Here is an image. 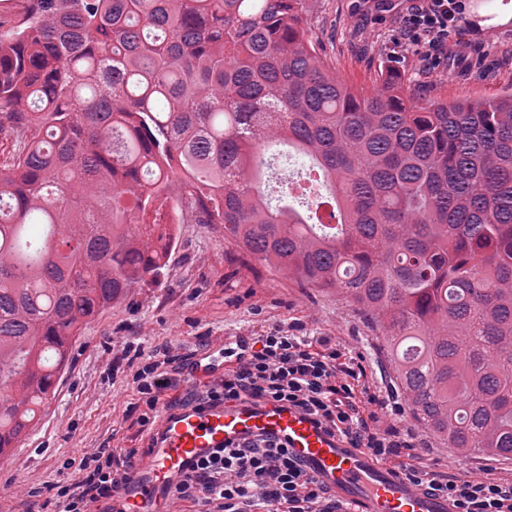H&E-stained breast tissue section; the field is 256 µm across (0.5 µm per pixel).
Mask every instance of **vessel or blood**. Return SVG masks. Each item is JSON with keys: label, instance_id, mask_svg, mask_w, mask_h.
I'll use <instances>...</instances> for the list:
<instances>
[{"label": "vessel or blood", "instance_id": "1", "mask_svg": "<svg viewBox=\"0 0 512 512\" xmlns=\"http://www.w3.org/2000/svg\"><path fill=\"white\" fill-rule=\"evenodd\" d=\"M267 437L341 499L344 512H455L452 503L408 480L296 408L276 402H213L163 408L145 431L147 454L111 503L112 512H167L173 486L216 449Z\"/></svg>", "mask_w": 512, "mask_h": 512}]
</instances>
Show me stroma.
<instances>
[{
	"mask_svg": "<svg viewBox=\"0 0 512 512\" xmlns=\"http://www.w3.org/2000/svg\"><path fill=\"white\" fill-rule=\"evenodd\" d=\"M465 2L449 49L429 59L402 32L418 0H309L306 21L323 59L354 87L371 90L387 67L410 93L454 103L512 86V21H497L512 0ZM175 234L177 245L160 276L84 327L39 420L13 450V463L0 465V512H60L57 486L74 478L83 457L101 448H143L144 432L134 424L143 404L132 376L164 345L186 356L205 341L219 356L225 337L281 324L348 350L364 367L370 392L393 386L391 365L344 302L258 261L242 265L223 225L201 223L197 214H185ZM398 454L451 474L512 480V461L462 458L431 438L425 448Z\"/></svg>",
	"mask_w": 512,
	"mask_h": 512,
	"instance_id": "35a3bbf8",
	"label": "stroma"
}]
</instances>
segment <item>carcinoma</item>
Here are the masks:
<instances>
[{"instance_id": "cac0c4a2", "label": "carcinoma", "mask_w": 512, "mask_h": 512, "mask_svg": "<svg viewBox=\"0 0 512 512\" xmlns=\"http://www.w3.org/2000/svg\"><path fill=\"white\" fill-rule=\"evenodd\" d=\"M308 0H0V454L85 324L166 266L183 211L381 332L409 412L512 460V88L364 93ZM315 191L272 205L269 139Z\"/></svg>"}]
</instances>
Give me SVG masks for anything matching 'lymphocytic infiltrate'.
Masks as SVG:
<instances>
[{"label": "lymphocytic infiltrate", "instance_id": "obj_1", "mask_svg": "<svg viewBox=\"0 0 512 512\" xmlns=\"http://www.w3.org/2000/svg\"><path fill=\"white\" fill-rule=\"evenodd\" d=\"M464 11V0H423L406 17V35L422 47L441 49L459 28ZM224 362L221 378L182 396L184 363L168 351H156L133 376L144 404L139 426L154 422L167 393L174 407L263 399L298 408L381 461L411 445V429L384 423L377 415L387 400L373 394L359 399L360 364L328 338L299 336L275 325L255 336L225 338ZM136 455L133 448H102L83 458L77 477L58 490L62 512H88L89 504L112 498L134 470ZM403 469L415 485L450 499L455 512H512V483L448 476L411 462ZM172 498L193 503L197 512H340L335 496L287 448L264 438L222 448L204 459L176 486Z\"/></svg>", "mask_w": 512, "mask_h": 512}]
</instances>
